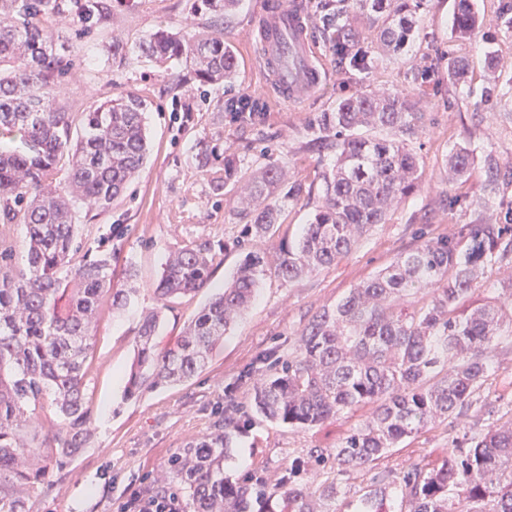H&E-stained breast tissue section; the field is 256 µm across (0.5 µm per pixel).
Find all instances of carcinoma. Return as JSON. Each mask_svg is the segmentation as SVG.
<instances>
[{
    "label": "carcinoma",
    "mask_w": 512,
    "mask_h": 512,
    "mask_svg": "<svg viewBox=\"0 0 512 512\" xmlns=\"http://www.w3.org/2000/svg\"><path fill=\"white\" fill-rule=\"evenodd\" d=\"M218 18L239 0H196ZM421 0H352L336 11L337 58L357 62L368 23L380 50L399 54L412 39ZM458 36L479 28L472 0H457ZM77 14L88 35L106 25L111 0H0V512H31L29 502L87 447L90 435L88 376L91 331L110 301L120 311L133 288L112 287V238L85 247L77 205L102 211L121 198L146 163L150 148L144 114L148 100L136 92L108 99L87 112L58 107L55 92L74 68L58 43L54 21ZM137 56L161 66L185 63L205 84L229 82L236 57L220 29L153 32ZM448 82L465 80L469 61L448 57ZM423 113L401 95L359 93L341 99L313 127L320 148L336 150L322 174V205L295 243L281 238L276 259L251 250L231 281L185 325L175 347L155 344L163 308L143 314L125 388L132 398L149 389L184 383L201 371L212 350L252 303L260 280L291 282L329 267L350 253L393 206L416 191L423 171L407 139ZM473 151L457 146L446 161L448 179L469 177ZM214 190L236 182L230 158L204 162ZM487 159L484 189L504 177ZM302 193L288 185L279 165H268L241 190L239 218L250 240H272L281 227L282 200ZM22 227L25 263L16 262L12 230ZM225 245L197 239L173 246L156 293L167 304L208 287ZM512 251V224H465L432 237L352 288L336 306L316 312L301 330L296 355L259 357L266 374L253 387L250 421L311 429L346 409L369 406L371 419L333 449H313L297 459L266 491L224 473V457L241 419L227 415L216 430L189 442L167 461L165 479L186 492L185 512H336L343 491L338 477L362 469L437 420L468 405L489 376L487 350L512 323V282L504 300L465 309L484 268ZM422 292L406 312L399 302ZM48 409L57 427L52 443L33 446L26 429ZM440 464L383 477L359 499L356 512H512V419L465 438ZM309 469L332 477L308 485Z\"/></svg>",
    "instance_id": "1"
}]
</instances>
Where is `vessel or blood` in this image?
Returning a JSON list of instances; mask_svg holds the SVG:
<instances>
[{
  "label": "vessel or blood",
  "mask_w": 512,
  "mask_h": 512,
  "mask_svg": "<svg viewBox=\"0 0 512 512\" xmlns=\"http://www.w3.org/2000/svg\"><path fill=\"white\" fill-rule=\"evenodd\" d=\"M307 32V17L300 0H275L262 11V63L271 71L280 98L292 99L321 83L317 52Z\"/></svg>",
  "instance_id": "1"
}]
</instances>
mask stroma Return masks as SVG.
<instances>
[{"label": "stroma", "mask_w": 512, "mask_h": 512, "mask_svg": "<svg viewBox=\"0 0 512 512\" xmlns=\"http://www.w3.org/2000/svg\"><path fill=\"white\" fill-rule=\"evenodd\" d=\"M262 2L240 0L224 17V39L237 58L235 78L228 84L205 85L189 67L159 66L134 53L140 41L161 27L183 33L212 29V19L195 10L194 0H112L107 27L84 37L77 17L56 26L60 41L81 59L57 90L59 105L85 112L130 91L144 95L152 104L145 120L150 153L128 191L111 208L103 212L85 207L79 213L80 223L90 229V248L111 226H126L112 282L123 285L124 268L133 265L136 293L121 311L102 307L92 331L89 444L40 487L33 512H116L132 492L165 489L162 474L174 451L213 431L224 414L248 410L253 386L263 375L256 364L259 355L272 351L284 359L293 356L299 333L312 315L335 306L351 288L426 238L456 232L465 224H500L512 216V179L502 180L495 192L483 189L485 159L512 163V0H474L481 26L467 39L454 33L455 0H423L413 43L389 57L380 53L372 35H364L367 62L361 69L340 63L334 54V35L326 18L335 12L336 0H303L323 80L301 101L291 103L274 94L271 76L257 61L261 45L251 31ZM115 40L126 46V57L109 52ZM490 51L498 60L493 83L487 75ZM451 54L468 58L466 83L452 86L443 64L427 83L414 81V73L425 64ZM359 92H397L415 98L424 120L408 146L424 171L419 188L336 264L291 282L265 278L252 306L193 379L125 399L135 333L142 315L159 303L156 282L169 246L206 238L227 243L228 248L213 267L209 288L175 300L165 310L155 338L161 350L176 346L184 326L214 290L231 279L242 258L231 246L243 230L237 217L241 182L267 165L284 166L289 182L301 184L303 192L283 207L280 232L291 239L300 236L322 202L320 176L335 159L334 151L313 146L311 128L321 113L334 111L340 99ZM242 98L256 101L259 112L248 118L232 113L231 104ZM216 141L235 158L239 171L238 184L220 191L213 189L200 161L205 146ZM458 145L473 149L475 167L468 180L452 182L446 158ZM511 281L512 254L485 269L468 304L493 301ZM487 360L490 375L471 405L343 477L338 512H354L375 478L433 467L446 456L453 438L485 432L512 418L511 325L504 326ZM371 413L368 407L347 410L306 430L252 421L236 437L225 470L239 479L274 484L294 459L306 457L313 448H337Z\"/></svg>", "instance_id": "35a3bbf8"}]
</instances>
